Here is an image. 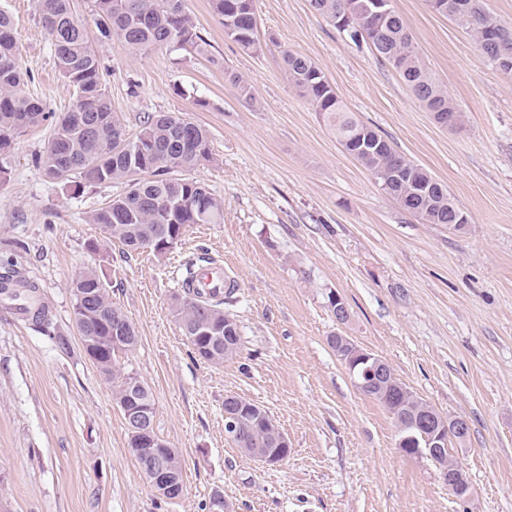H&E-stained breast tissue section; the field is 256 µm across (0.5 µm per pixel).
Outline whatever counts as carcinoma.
I'll return each instance as SVG.
<instances>
[{
    "label": "carcinoma",
    "instance_id": "obj_1",
    "mask_svg": "<svg viewBox=\"0 0 512 512\" xmlns=\"http://www.w3.org/2000/svg\"><path fill=\"white\" fill-rule=\"evenodd\" d=\"M367 0H310L312 8L340 28L356 45L365 43L400 75L413 95L428 111L450 112L462 119L448 92L421 59L402 17L394 10L380 20L359 9ZM434 11L464 28L492 65L512 69V31L487 14L482 0H439ZM40 18L65 83L73 89L71 108L56 118L52 140L35 158V166L48 179L77 195L85 188L123 180L124 193L92 212L88 221L99 226L104 237L131 251L154 250L173 237H182L192 224L224 223V208L203 185L181 176L212 158L205 128L176 113L149 115L137 133L127 132L103 87L99 56L84 27L76 19L71 0H39ZM101 36L116 40L133 56H143L158 47L206 52L207 43L197 32L185 0H93ZM214 13L224 25V35L245 51L260 47L256 0H211ZM288 82L297 94L323 117L342 147L354 141L382 138L358 120L337 96L323 72L307 57L282 53ZM28 67L23 63L9 14L0 9V182L8 179L9 148L15 135L37 125L52 113L43 104L21 93ZM372 175L381 191L398 204H407L425 224H455L459 204L448 187L431 179L427 195L414 193L417 181L428 174L400 155L390 144L372 145L353 155ZM75 311L90 312L91 332L112 334V324H129L124 312L112 302L105 280L95 270L79 272L70 283ZM235 284L224 293L198 299L187 292L174 307L184 336L198 335L202 324L215 327L224 336L223 346L241 352L242 340L235 316L224 309ZM138 338L112 346L108 366L102 373L112 380L114 401L123 396L131 372L116 362L117 354L133 350ZM370 395L390 415L394 424L413 413L436 409L416 395H406L386 384H375ZM245 443L249 450L270 447L264 420L241 428L233 444Z\"/></svg>",
    "mask_w": 512,
    "mask_h": 512
}]
</instances>
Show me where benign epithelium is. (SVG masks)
I'll return each instance as SVG.
<instances>
[{"label":"benign epithelium","instance_id":"obj_1","mask_svg":"<svg viewBox=\"0 0 512 512\" xmlns=\"http://www.w3.org/2000/svg\"><path fill=\"white\" fill-rule=\"evenodd\" d=\"M124 333L120 328L112 329L110 336H84L82 342L88 358L98 364L108 355L112 341ZM336 356L346 366L355 385L362 391L369 388V379L385 378L391 375L388 364L381 358L365 351L351 338L338 334L328 339ZM143 384L134 380L120 402V408L129 430L136 454L145 462L153 473V488L156 493L169 501H177L184 494V485L178 479L177 470L169 461L166 452L168 443L155 431L153 419L154 405L150 404L141 393ZM225 400L233 403L234 411L224 413L227 425L235 432L249 418L259 414L266 417L269 425L271 447L263 451L258 461L265 465H276L288 453V436L278 424L257 404L235 395H228ZM400 433L398 447L402 451H412L415 455L436 461L448 449V441L463 440L470 431L469 422L462 416L448 420L444 417H432V421H421L411 416V422L398 428ZM440 478L448 486V492L460 503L467 504L473 498L474 491L461 467L440 471Z\"/></svg>","mask_w":512,"mask_h":512}]
</instances>
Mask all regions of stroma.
<instances>
[{"label":"stroma","instance_id":"stroma-1","mask_svg":"<svg viewBox=\"0 0 512 512\" xmlns=\"http://www.w3.org/2000/svg\"><path fill=\"white\" fill-rule=\"evenodd\" d=\"M211 58L161 47L130 55L103 38L91 0L74 14L96 48L129 132L172 112L203 126L211 162L191 171L224 206L220 224L190 225L166 255L107 241L89 212L122 193L112 182L75 195L34 165L45 121L15 136L0 183V270L17 261L37 285L46 336L0 297V512H512V74L427 0H393L422 57L463 115L437 124L397 72L316 13L309 0H257L258 51L224 35L210 0H186ZM30 72L24 94L47 111L72 102L38 0H0ZM309 58L356 117L443 182L465 230L425 224L380 191L289 85L282 52ZM243 77L250 96L225 79ZM223 257L237 289L228 310L242 353L194 359L172 308L185 264ZM103 272L138 344L119 361L150 388L157 434L182 458L185 493L161 502L128 449L112 384L84 352L72 277ZM339 294L349 320L328 307ZM341 333L378 355L440 413L465 416L448 452L475 491L461 505L435 465L404 453L385 409L361 392L327 343ZM261 405L287 434V458L264 466L224 430V398Z\"/></svg>","mask_w":512,"mask_h":512}]
</instances>
